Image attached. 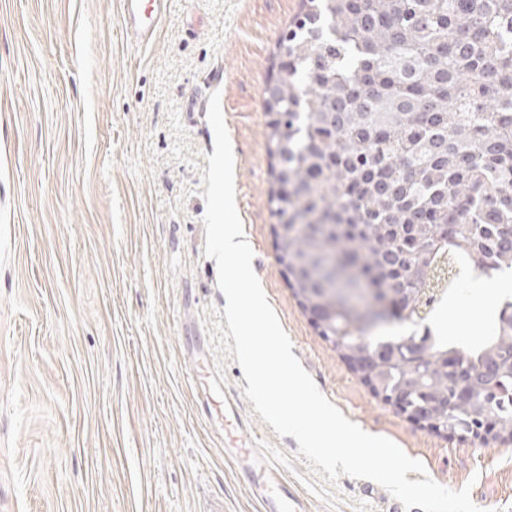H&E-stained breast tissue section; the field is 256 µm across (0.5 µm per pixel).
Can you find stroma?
<instances>
[{
    "label": "stroma",
    "instance_id": "35a3bbf8",
    "mask_svg": "<svg viewBox=\"0 0 512 512\" xmlns=\"http://www.w3.org/2000/svg\"><path fill=\"white\" fill-rule=\"evenodd\" d=\"M301 0H169L155 41L127 40L119 0H0V512H262L209 414L197 357L224 321L204 254L201 176L219 93L252 267L320 391L482 512H512V443L434 433L385 404L288 285L268 201L275 159L261 96ZM441 280L424 329L478 341L504 295ZM240 395L258 448L308 512H389L384 489L326 483ZM421 473V474H424ZM421 474L408 473L411 481Z\"/></svg>",
    "mask_w": 512,
    "mask_h": 512
}]
</instances>
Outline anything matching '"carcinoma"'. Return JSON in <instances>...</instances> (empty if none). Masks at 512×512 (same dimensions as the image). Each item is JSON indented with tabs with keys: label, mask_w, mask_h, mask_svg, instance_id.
Wrapping results in <instances>:
<instances>
[{
	"label": "carcinoma",
	"mask_w": 512,
	"mask_h": 512,
	"mask_svg": "<svg viewBox=\"0 0 512 512\" xmlns=\"http://www.w3.org/2000/svg\"><path fill=\"white\" fill-rule=\"evenodd\" d=\"M280 152L270 203L285 235L280 262L301 306H320L323 265L348 260L352 281L406 288L417 305L440 258L512 274V0H302L279 43ZM300 187L285 191L283 186ZM322 213L336 223L319 224ZM482 340L416 335L427 343V385L410 355L388 366L410 405L442 417L449 354L485 394L481 367L512 356L504 316ZM321 335L339 330L323 309ZM498 432L512 435V399L497 398ZM484 401L457 411L482 420Z\"/></svg>",
	"instance_id": "carcinoma-1"
}]
</instances>
